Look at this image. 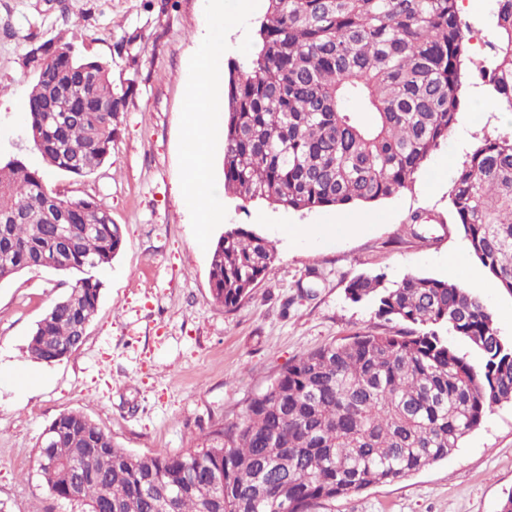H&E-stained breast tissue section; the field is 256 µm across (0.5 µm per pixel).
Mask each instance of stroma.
Segmentation results:
<instances>
[{"label":"stroma","instance_id":"obj_1","mask_svg":"<svg viewBox=\"0 0 512 512\" xmlns=\"http://www.w3.org/2000/svg\"><path fill=\"white\" fill-rule=\"evenodd\" d=\"M239 0H0V157L41 167L25 139V108L36 69L31 48L57 39L104 63L121 97L108 162L95 174H46L70 198L92 197L120 224L124 246L99 278L98 311L81 347L60 361H33L31 333L66 293L60 273L25 272L0 284V365L42 376L22 391L0 382V512H86L53 494L36 471L45 428L78 412L139 456L177 455L208 428L235 419L292 359L355 334L381 335L393 322L346 300L358 275L387 282L417 273L463 284L484 298L502 336L512 338V295L487 276L455 225L449 190L459 164L484 137L512 132V117L478 69L494 0H460L469 29L457 122L414 183L367 204L308 212L240 204L224 192V114L210 115L209 222L185 195L188 77L201 43L224 41V60L246 63L267 8L238 14ZM421 213L423 227L410 217ZM241 225L277 250L273 273L231 311L210 293L212 247ZM314 227L297 240L286 229ZM461 261L449 268V254ZM512 492V405L488 413L460 448L415 475L313 512H499Z\"/></svg>","mask_w":512,"mask_h":512}]
</instances>
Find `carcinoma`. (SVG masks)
<instances>
[{
    "label": "carcinoma",
    "instance_id": "obj_1",
    "mask_svg": "<svg viewBox=\"0 0 512 512\" xmlns=\"http://www.w3.org/2000/svg\"><path fill=\"white\" fill-rule=\"evenodd\" d=\"M496 40L479 70L512 112V0H494ZM257 52L231 63L222 160L225 191L304 212L390 198L448 141L459 109L466 30L458 0H267ZM36 78L26 139L45 169L77 177L109 159L122 99L107 67L72 44L29 51ZM69 106L64 124L49 109ZM468 248L512 295V134L466 154L449 191ZM67 231L71 244L58 243ZM124 245L110 210L50 189L44 169L0 161V284L26 271L68 278L28 344L42 362L77 350L102 282ZM275 246L233 225L213 245V299L232 311L275 269ZM399 324L305 353L179 455L136 456L78 412L46 427L36 465L87 512H313L324 500L404 479L448 458L495 407L512 402V338L462 284L359 275L345 288ZM459 337L463 353L448 342Z\"/></svg>",
    "mask_w": 512,
    "mask_h": 512
}]
</instances>
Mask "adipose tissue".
<instances>
[{
	"mask_svg": "<svg viewBox=\"0 0 512 512\" xmlns=\"http://www.w3.org/2000/svg\"><path fill=\"white\" fill-rule=\"evenodd\" d=\"M224 70V51L218 40L207 41L189 81L188 111L190 121L187 137L191 149L186 157L187 188L191 200L198 207H205L209 194V155L206 147L209 109L207 89L218 80Z\"/></svg>",
	"mask_w": 512,
	"mask_h": 512,
	"instance_id": "adipose-tissue-1",
	"label": "adipose tissue"
}]
</instances>
